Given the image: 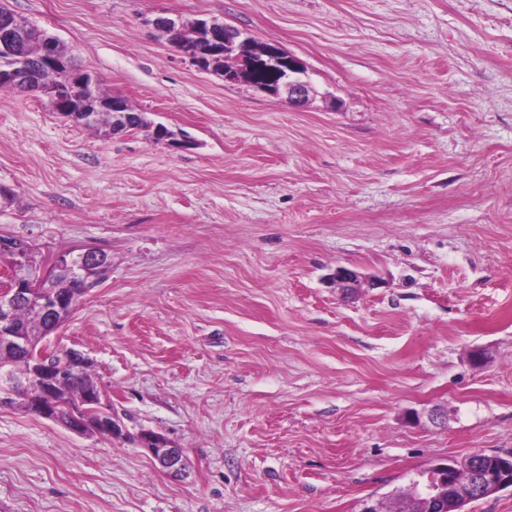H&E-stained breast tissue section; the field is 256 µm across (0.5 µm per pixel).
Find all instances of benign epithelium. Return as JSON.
I'll return each instance as SVG.
<instances>
[{"instance_id":"7a95c632","label":"benign epithelium","mask_w":512,"mask_h":512,"mask_svg":"<svg viewBox=\"0 0 512 512\" xmlns=\"http://www.w3.org/2000/svg\"><path fill=\"white\" fill-rule=\"evenodd\" d=\"M154 28L170 38L178 34L182 22L168 16H158L153 21ZM201 32L207 33L209 51L228 54L232 49L244 50L250 43V37L238 29H231L217 19L201 20L197 24ZM29 33L16 27L12 14L0 11V80L9 82L23 90H38L45 95L52 109L81 125L93 124L99 113L110 112L114 124L135 127L139 115L131 112L130 105L115 98L98 99L92 96L95 79L81 70L70 71V83L75 94L68 96L60 87H34V71L38 67L58 65L60 58L57 44L52 37L41 40L39 56L32 60L22 51V45ZM256 62L265 64L277 73L273 82L255 83L253 87L276 98L285 97L289 104L300 106L315 93V88L304 64L296 57L287 54L275 42H267L257 49ZM29 245H21L15 239L0 237V251L14 252L18 256L16 264L6 282L0 284V348L17 353H29L33 343L24 328L14 321L13 315L20 308H34L49 322L46 333H51L69 317L78 301L88 292L86 288H73L68 293L69 303H64L59 291L52 288L57 278L70 281L79 279L93 266L105 267L109 260L103 250L95 247L80 248L78 253H65L57 256L48 266H31L26 255ZM330 281L336 286L348 289L355 286L357 275L354 271L338 267L331 274ZM24 390L35 392L30 398V412L44 418L59 421L64 417V401L56 389V370L47 356L39 353L32 361V373L26 376L10 370L0 372V402L11 403L17 394ZM69 429L81 435H106L112 437L119 432L116 424L97 419L94 412L79 413L71 411L67 417ZM138 444L145 449L155 463L173 478L186 475V465L181 449L175 448L160 434L151 430L138 433ZM503 456L499 463L498 475L490 478L483 468L480 452H473L450 464L439 463L432 467L434 471L448 472V480L456 486V496L465 500H479L496 494L505 488L512 489V468ZM415 489V501L421 507L444 502L446 493L443 483L434 484L418 479L410 480Z\"/></svg>"}]
</instances>
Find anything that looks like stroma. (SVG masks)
Instances as JSON below:
<instances>
[{"label": "stroma", "instance_id": "obj_1", "mask_svg": "<svg viewBox=\"0 0 512 512\" xmlns=\"http://www.w3.org/2000/svg\"><path fill=\"white\" fill-rule=\"evenodd\" d=\"M7 5L175 140L0 92V235L110 256L47 342L86 358L123 427L0 405V512H359L512 449V0ZM158 15L276 41L317 93L201 70ZM340 266L356 288L328 282ZM94 411H82L78 413L71 409L70 416L67 417L69 429L81 435H106L113 437L119 432V428L113 422L104 419L98 420ZM138 444L145 449L155 463L173 478L186 475V465L180 448H175L160 434L151 430L138 433Z\"/></svg>", "mask_w": 512, "mask_h": 512}]
</instances>
